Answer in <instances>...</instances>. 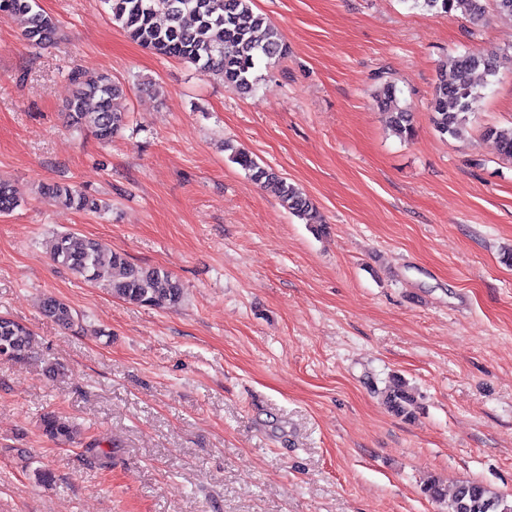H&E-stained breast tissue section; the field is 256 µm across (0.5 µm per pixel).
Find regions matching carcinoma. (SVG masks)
Instances as JSON below:
<instances>
[{
	"mask_svg": "<svg viewBox=\"0 0 512 512\" xmlns=\"http://www.w3.org/2000/svg\"><path fill=\"white\" fill-rule=\"evenodd\" d=\"M112 20L142 46L156 54L177 58L201 71L221 76L224 85L239 92L253 88L256 65L285 54L277 28L266 16L254 11L253 0H105ZM413 7L437 14L461 13L471 20L481 17L487 0H412ZM0 14L20 18L24 35L35 45H46L56 36L57 22L33 9V0H0ZM163 14L166 24L157 23ZM452 75H442L429 103L431 121L443 137L457 139L468 114L481 98L473 80L481 70L495 75L507 59L494 53L464 52L449 58ZM73 85L67 104V122L77 129H87L102 141H110L127 120L122 106L125 90L102 75L86 80L78 71L69 74ZM379 108L388 114L393 132L400 137L414 135L411 114L399 106L395 86L388 82L377 93ZM486 135L494 139L499 154L512 159V126L489 127ZM236 163L261 188L273 193L300 219H311L313 203L304 191L262 166L244 149H233ZM43 194L77 210L97 211L98 204L76 188L50 183L42 186ZM20 204L18 190L0 180V214L13 211ZM52 260L73 274L90 282H103L112 294L127 302L158 309H174L184 297L180 281L165 269L129 262L121 254L101 261L95 243L77 232L57 235L51 249ZM44 315L65 328L75 325L76 315L63 300L47 296L41 305ZM9 352V360L28 357L32 348L30 330L18 321L0 315V348ZM386 402L400 416L413 415L415 400L401 380L386 391ZM40 429L48 439L61 445L76 443L78 429L66 416L48 412L40 419ZM431 499L446 505V512H512V504L480 482L458 485L449 497L441 485L432 481L424 487Z\"/></svg>",
	"mask_w": 512,
	"mask_h": 512,
	"instance_id": "cac0c4a2",
	"label": "carcinoma"
}]
</instances>
